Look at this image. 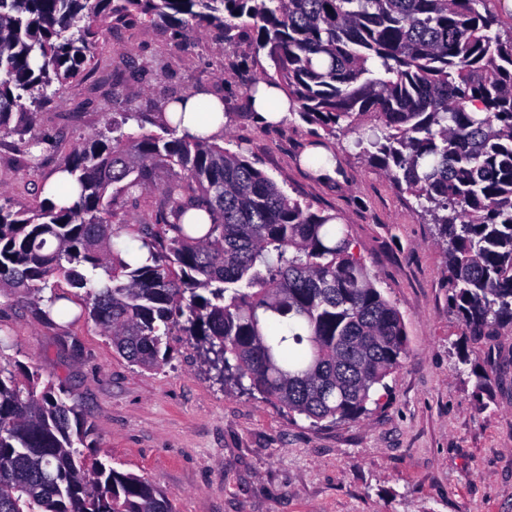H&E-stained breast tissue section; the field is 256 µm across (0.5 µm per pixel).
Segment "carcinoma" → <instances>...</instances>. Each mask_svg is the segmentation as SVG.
Here are the masks:
<instances>
[{"label":"carcinoma","mask_w":512,"mask_h":512,"mask_svg":"<svg viewBox=\"0 0 512 512\" xmlns=\"http://www.w3.org/2000/svg\"><path fill=\"white\" fill-rule=\"evenodd\" d=\"M486 2L0 0V132L85 79L103 24L232 43L247 17L274 69L245 76L248 98L276 83L302 120L353 136L406 187L444 251L452 308L469 335L494 336L512 326V33L492 31ZM130 120L158 131L130 136ZM158 162L178 170L151 220L117 218L116 196L136 206L155 190ZM58 169L79 189L69 207L16 210L0 193V292L22 291L40 319L85 316L145 370L178 332L225 384L314 424L368 413L406 358L403 318L346 225L219 140L178 135L162 111L125 112ZM124 236L144 263L123 257ZM63 395L0 366V512H172L148 480L75 448L90 424Z\"/></svg>","instance_id":"obj_1"}]
</instances>
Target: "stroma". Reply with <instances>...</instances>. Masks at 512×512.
Returning <instances> with one entry per match:
<instances>
[{"mask_svg":"<svg viewBox=\"0 0 512 512\" xmlns=\"http://www.w3.org/2000/svg\"><path fill=\"white\" fill-rule=\"evenodd\" d=\"M235 44L167 27H103L87 79L66 87L23 131L0 133V192L34 207L72 146L126 112H156L199 88L222 95L225 148L243 153L291 198L336 215L378 287L401 313L409 355L367 415L313 424L216 381L186 337L144 370L91 320L37 319L0 293V365L18 382L66 390L92 426L91 456L150 480L173 512H512V328L475 341L448 302L445 255L414 196L360 156L351 140L299 118L267 126L250 110L244 75L269 67L242 18ZM43 161L30 167L27 144ZM332 148L340 177L303 162ZM467 361H460V354ZM488 376L478 385L477 373Z\"/></svg>","mask_w":512,"mask_h":512,"instance_id":"stroma-1","label":"stroma"}]
</instances>
